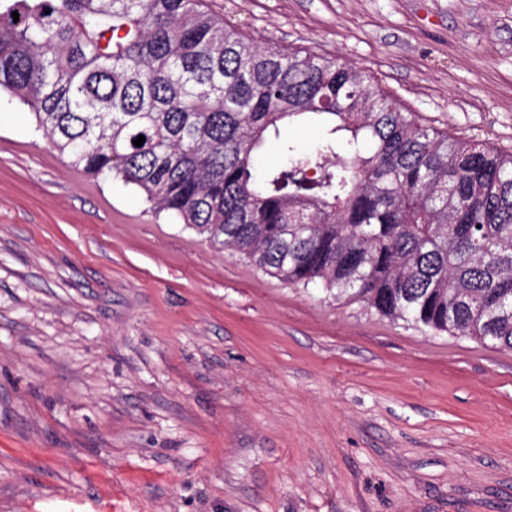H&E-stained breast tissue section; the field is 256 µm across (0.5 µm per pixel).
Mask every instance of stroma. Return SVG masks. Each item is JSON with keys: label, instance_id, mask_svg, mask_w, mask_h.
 <instances>
[{"label": "stroma", "instance_id": "obj_1", "mask_svg": "<svg viewBox=\"0 0 512 512\" xmlns=\"http://www.w3.org/2000/svg\"><path fill=\"white\" fill-rule=\"evenodd\" d=\"M512 153V0H202ZM327 126L284 125L257 169ZM0 512H512V351L293 283L0 94Z\"/></svg>", "mask_w": 512, "mask_h": 512}]
</instances>
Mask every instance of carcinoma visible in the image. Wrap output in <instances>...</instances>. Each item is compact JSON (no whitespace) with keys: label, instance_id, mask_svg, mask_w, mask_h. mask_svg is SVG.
Wrapping results in <instances>:
<instances>
[{"label":"carcinoma","instance_id":"carcinoma-1","mask_svg":"<svg viewBox=\"0 0 512 512\" xmlns=\"http://www.w3.org/2000/svg\"><path fill=\"white\" fill-rule=\"evenodd\" d=\"M2 90L72 166L271 273L512 350V155L419 123L364 68L262 47L201 0H0ZM301 118L328 136L258 175Z\"/></svg>","mask_w":512,"mask_h":512}]
</instances>
